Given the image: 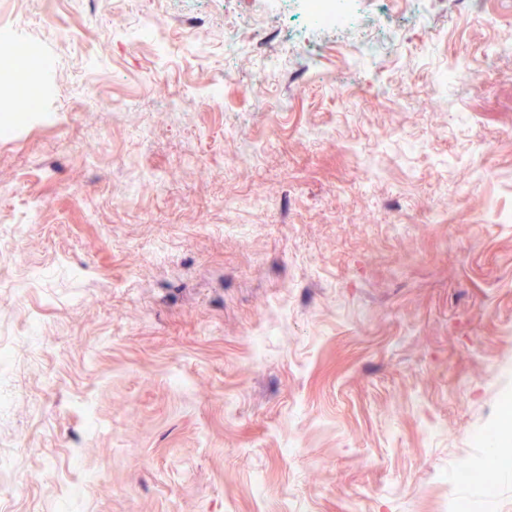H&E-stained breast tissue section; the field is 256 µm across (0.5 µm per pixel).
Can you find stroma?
Returning <instances> with one entry per match:
<instances>
[{"label": "stroma", "mask_w": 512, "mask_h": 512, "mask_svg": "<svg viewBox=\"0 0 512 512\" xmlns=\"http://www.w3.org/2000/svg\"><path fill=\"white\" fill-rule=\"evenodd\" d=\"M303 9L0 0V512H512V0ZM310 23L323 28L342 29L350 24L358 0H304Z\"/></svg>", "instance_id": "1"}]
</instances>
